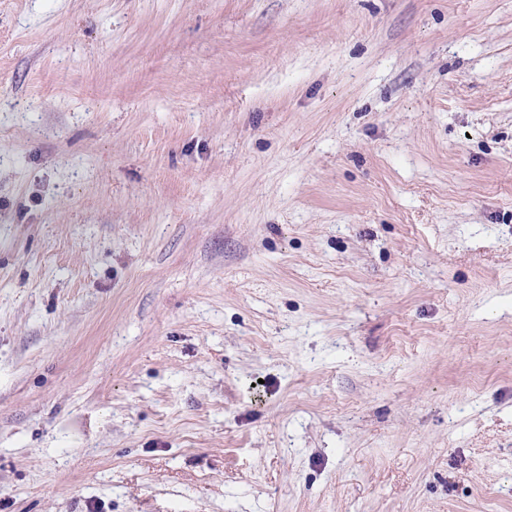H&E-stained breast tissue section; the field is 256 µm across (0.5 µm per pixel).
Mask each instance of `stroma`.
<instances>
[{"label":"stroma","mask_w":512,"mask_h":512,"mask_svg":"<svg viewBox=\"0 0 512 512\" xmlns=\"http://www.w3.org/2000/svg\"><path fill=\"white\" fill-rule=\"evenodd\" d=\"M0 512H512V0H0Z\"/></svg>","instance_id":"stroma-1"}]
</instances>
